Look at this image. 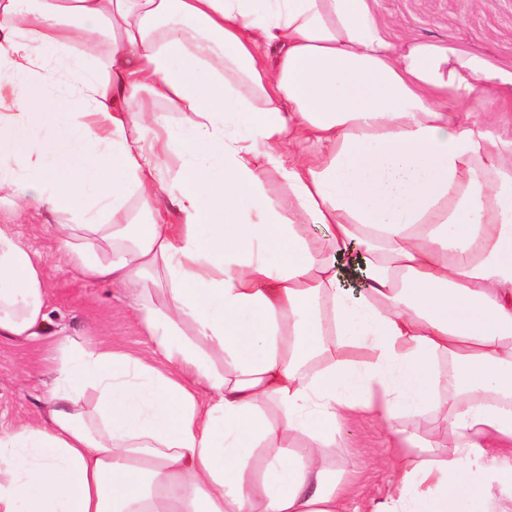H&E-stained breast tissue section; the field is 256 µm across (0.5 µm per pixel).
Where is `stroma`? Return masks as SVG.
<instances>
[{
  "mask_svg": "<svg viewBox=\"0 0 512 512\" xmlns=\"http://www.w3.org/2000/svg\"><path fill=\"white\" fill-rule=\"evenodd\" d=\"M379 20L394 42L429 38L451 42L512 66V0H375ZM54 216L44 214L15 230L46 260L48 323L28 341L0 338V432L37 418L55 375L63 337L155 357V346L136 312L112 286L82 275L57 250ZM336 468L352 500L385 495L393 475L379 426L352 429Z\"/></svg>",
  "mask_w": 512,
  "mask_h": 512,
  "instance_id": "1",
  "label": "stroma"
}]
</instances>
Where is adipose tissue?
<instances>
[{
    "mask_svg": "<svg viewBox=\"0 0 512 512\" xmlns=\"http://www.w3.org/2000/svg\"><path fill=\"white\" fill-rule=\"evenodd\" d=\"M0 82V208L69 216L160 354L64 338L0 434V512L512 502V137L479 110L512 111V67L396 44L372 0H0ZM48 272L0 224V337L44 327ZM367 424L395 480L352 507L332 451Z\"/></svg>",
    "mask_w": 512,
    "mask_h": 512,
    "instance_id": "obj_1",
    "label": "adipose tissue"
}]
</instances>
